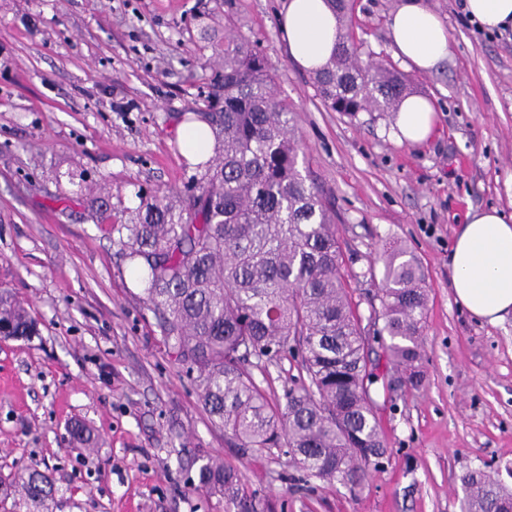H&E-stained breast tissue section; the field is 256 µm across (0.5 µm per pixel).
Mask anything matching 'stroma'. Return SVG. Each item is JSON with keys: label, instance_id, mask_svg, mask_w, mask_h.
<instances>
[{"label": "stroma", "instance_id": "stroma-1", "mask_svg": "<svg viewBox=\"0 0 512 512\" xmlns=\"http://www.w3.org/2000/svg\"><path fill=\"white\" fill-rule=\"evenodd\" d=\"M398 0H353L362 54L402 73L438 108L434 138L398 144L393 115L330 110L288 58L283 0H0V289L39 333L0 338V478L50 471V512H227L198 487L223 458L273 512H461V476L512 486V315L491 324L455 300L448 246L468 208L512 211V36L482 29L459 0H428L450 52L407 70L387 21ZM258 45L315 181L335 199L340 260L368 316L383 245L425 276L422 382L379 359L377 418L388 457L363 489L307 477L280 451L240 455L203 410L109 228L88 215L103 186L183 189L177 112H196L224 65L226 30ZM84 173L66 202L61 173ZM82 422L97 447L72 448Z\"/></svg>", "mask_w": 512, "mask_h": 512}]
</instances>
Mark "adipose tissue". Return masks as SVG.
<instances>
[{
	"instance_id": "1",
	"label": "adipose tissue",
	"mask_w": 512,
	"mask_h": 512,
	"mask_svg": "<svg viewBox=\"0 0 512 512\" xmlns=\"http://www.w3.org/2000/svg\"><path fill=\"white\" fill-rule=\"evenodd\" d=\"M463 8L485 30L512 26V0H464ZM394 54L408 69L429 72L449 54V34L427 0H399L389 18ZM279 35L296 66L313 72L336 49V14L330 0H284ZM438 123L433 101L409 94L397 107L393 135L398 143L426 144ZM451 287L474 317L496 323L512 313V214L496 208L468 210L448 250Z\"/></svg>"
}]
</instances>
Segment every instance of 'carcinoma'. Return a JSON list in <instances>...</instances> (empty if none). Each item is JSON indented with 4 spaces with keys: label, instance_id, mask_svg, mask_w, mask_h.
<instances>
[{
    "label": "carcinoma",
    "instance_id": "1",
    "mask_svg": "<svg viewBox=\"0 0 512 512\" xmlns=\"http://www.w3.org/2000/svg\"><path fill=\"white\" fill-rule=\"evenodd\" d=\"M339 27L336 52L315 72L319 95L335 112L393 111L407 91L395 71L363 64L345 28L347 0H331ZM267 58L250 41L224 39V74L204 110L179 122L206 124L213 155L183 145L195 169L187 194H138L139 205L104 203L92 220L118 234L165 341L198 373L201 403L242 453L287 449L293 467L328 484L365 485L386 456L375 416L369 343L341 270L336 214L309 171L298 167L290 111L278 101ZM382 336L406 382H418L427 289L415 257L394 246L379 255ZM37 334L26 303L0 289V336ZM298 359L300 385L273 398L253 369L283 354ZM73 447L96 441L72 426ZM199 487L233 512H256L241 471L222 461L202 465ZM462 512H512V490L481 469L463 476ZM54 483L33 471L5 486L48 510Z\"/></svg>",
    "mask_w": 512,
    "mask_h": 512
}]
</instances>
